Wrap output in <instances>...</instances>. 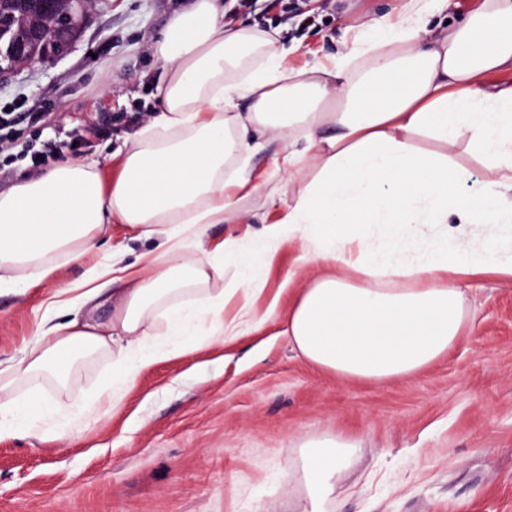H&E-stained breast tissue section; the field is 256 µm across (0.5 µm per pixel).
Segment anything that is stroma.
Here are the masks:
<instances>
[{"label": "stroma", "mask_w": 512, "mask_h": 512, "mask_svg": "<svg viewBox=\"0 0 512 512\" xmlns=\"http://www.w3.org/2000/svg\"><path fill=\"white\" fill-rule=\"evenodd\" d=\"M189 2L96 0L68 54L0 80V107L22 102L53 114L51 124L25 129L24 141L36 144L109 113L106 135L63 155L96 165L111 182L143 125L141 110L158 105L154 42ZM401 4L307 0L316 21L301 27L254 0L224 21L281 28L288 65L300 69L342 52L354 17L395 14ZM280 149L274 141L253 155L248 170L262 190L242 201L240 223L209 230L207 248L251 243L287 214L293 193L272 166ZM156 245L110 224L85 259L35 286L1 291L0 363L35 345L49 293L106 257L130 264ZM300 254L298 240L284 243L259 293L236 290L237 270L225 265L208 288H235L226 317L248 305L268 321L144 367L119 403L101 394L112 375L105 356L80 361L65 390L40 382L64 411L30 435L0 440V512H294L305 490L303 447L338 436L357 450L330 512H512V279L469 281L468 338L437 363L411 378L366 382L323 370L282 335L311 278ZM80 411L83 425L60 432Z\"/></svg>", "instance_id": "35a3bbf8"}]
</instances>
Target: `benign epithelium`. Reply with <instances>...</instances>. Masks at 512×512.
Segmentation results:
<instances>
[{
	"mask_svg": "<svg viewBox=\"0 0 512 512\" xmlns=\"http://www.w3.org/2000/svg\"><path fill=\"white\" fill-rule=\"evenodd\" d=\"M19 9L0 13V30L14 25L23 28L24 35L0 44V53L11 59L8 66L0 65V79L31 64L33 59L46 65L66 54L86 25L92 0H68V9L57 13V0H16Z\"/></svg>",
	"mask_w": 512,
	"mask_h": 512,
	"instance_id": "benign-epithelium-1",
	"label": "benign epithelium"
}]
</instances>
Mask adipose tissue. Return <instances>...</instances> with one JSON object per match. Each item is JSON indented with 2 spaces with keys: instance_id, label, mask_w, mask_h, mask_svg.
<instances>
[{
  "instance_id": "1",
  "label": "adipose tissue",
  "mask_w": 512,
  "mask_h": 512,
  "mask_svg": "<svg viewBox=\"0 0 512 512\" xmlns=\"http://www.w3.org/2000/svg\"><path fill=\"white\" fill-rule=\"evenodd\" d=\"M447 7L404 0L397 17L355 20L343 53L299 70L286 65L280 28L225 26L219 0L177 13L154 44L164 68L157 113L132 137L117 178L103 183L96 167L65 159L0 192V289L82 259L112 223L163 238L142 268L108 259L46 300L35 347L0 367V435L29 434L58 413V403L17 389L41 377L66 385L71 361L110 356L121 389L200 338L236 335L255 316L226 321V302L235 289H258L293 235L302 264L320 273L289 309L285 332L315 365L349 379L409 378L463 342L466 282L512 278V243L461 247L473 226L512 227L503 204L512 194V85L485 87L512 69V0H481L431 33ZM421 135L437 150H421ZM273 140L284 150L275 170L298 185L287 215L249 247L201 249L210 226L240 217L254 192L246 171L225 176L226 162ZM464 144L483 158L474 195L462 193L467 172L453 159ZM426 224L443 230L418 237ZM228 260L241 270L236 288L208 293ZM103 298L112 304L105 326L89 315ZM158 324L167 340L153 344ZM355 448L343 438L316 443L295 512H327Z\"/></svg>"
}]
</instances>
